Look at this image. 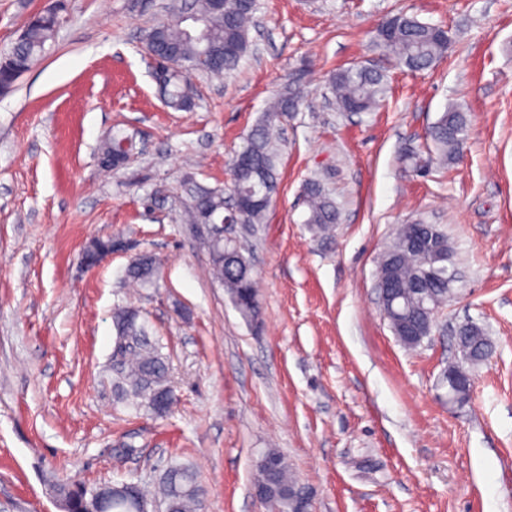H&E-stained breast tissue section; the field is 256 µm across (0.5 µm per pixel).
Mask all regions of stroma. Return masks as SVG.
<instances>
[{
  "mask_svg": "<svg viewBox=\"0 0 512 512\" xmlns=\"http://www.w3.org/2000/svg\"><path fill=\"white\" fill-rule=\"evenodd\" d=\"M167 0H63L55 39L0 94V512H61L49 486L137 481L161 512L172 463L197 472L205 512H275L253 490L268 450L311 492L310 512H512V0H258L235 74L195 79L191 112L164 105L143 52ZM46 0H0V55ZM406 13L448 30V55L411 72L374 40ZM386 71L371 112L337 111L333 71ZM299 111L271 120L279 191L243 241L261 315L246 321L209 276L186 183L223 186L228 164L288 81ZM450 106L467 116L460 156L406 165ZM129 142L104 171L103 139ZM320 178L340 211L331 237L306 222ZM448 236L456 271L430 338L403 346L378 304L398 226ZM128 241L96 270L94 237ZM160 260L154 286L126 276ZM139 308L176 401L157 417L112 391L113 313ZM474 322L491 358L464 405L443 377Z\"/></svg>",
  "mask_w": 512,
  "mask_h": 512,
  "instance_id": "obj_1",
  "label": "stroma"
}]
</instances>
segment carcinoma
<instances>
[{"label": "carcinoma", "mask_w": 512, "mask_h": 512, "mask_svg": "<svg viewBox=\"0 0 512 512\" xmlns=\"http://www.w3.org/2000/svg\"><path fill=\"white\" fill-rule=\"evenodd\" d=\"M257 11L256 0H224V9L214 7L212 0H192L184 7L180 0H169L167 19L148 31L156 50L174 51L178 64L157 76V84L168 107L191 111L195 106L192 78L196 74L222 75L237 69L251 47L249 24ZM59 16L45 9L29 21L13 47L0 61V91H10L15 82L30 69L54 38ZM376 39L393 50L397 63L412 72L426 70L448 51L444 27L397 13L384 18L376 28ZM341 112H370L384 99L387 85L383 71L353 66L330 75ZM303 99L300 86L290 85L272 99L268 111L276 115L295 112ZM467 127L463 111L451 106L442 112L428 132L443 164L456 158ZM279 146L270 127L260 124L248 136L230 168L231 185L224 189H195L185 205V218L190 224L218 223L229 214L226 195L246 201L236 210L238 224H261L279 187ZM309 215L306 223L317 233L328 231L338 223L336 201L320 181L310 179L304 187ZM418 224H404L397 233L396 245L385 256V280L399 295V316L391 317L395 336L407 329L423 328L426 313L415 300V289L441 303L448 300V236L438 227L421 239L418 246L408 243L418 237ZM212 278L224 287L234 307L243 318L255 321L260 315L258 289L251 259L234 240L216 239L208 247ZM157 258L144 252L127 270V277L142 285L155 282ZM136 308L126 306L113 316L116 339L113 351L112 385L121 402L136 410L154 411L156 396L172 390L165 357L150 340L145 324L131 323ZM274 463L269 484L277 512H289L288 490L296 483L284 458L274 450L264 454ZM170 512H199L202 501L196 471L184 464L168 466L160 485ZM88 487L79 482H62L53 486L54 495L66 512H86ZM133 499L120 494L112 499V512H134L136 499L144 498L141 485L133 486Z\"/></svg>", "instance_id": "carcinoma-1"}]
</instances>
